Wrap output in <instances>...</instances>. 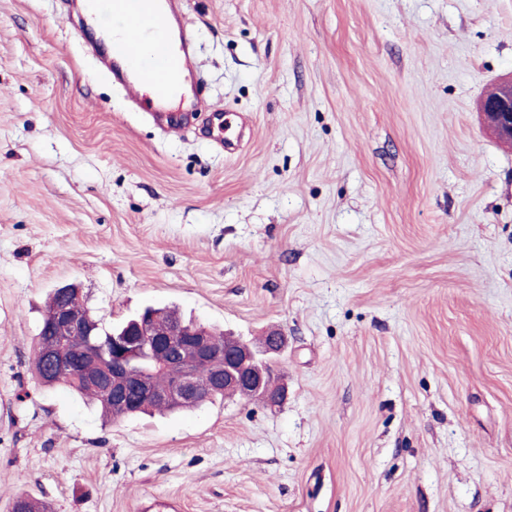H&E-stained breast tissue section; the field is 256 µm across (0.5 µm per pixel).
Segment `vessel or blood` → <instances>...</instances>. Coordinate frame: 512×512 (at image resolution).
<instances>
[{
	"label": "vessel or blood",
	"instance_id": "vessel-or-blood-1",
	"mask_svg": "<svg viewBox=\"0 0 512 512\" xmlns=\"http://www.w3.org/2000/svg\"><path fill=\"white\" fill-rule=\"evenodd\" d=\"M97 20L116 34L110 68L115 83L141 98L151 87L157 98L177 94L186 71L194 67L193 42L187 28L170 39L171 22L180 20L177 0H88Z\"/></svg>",
	"mask_w": 512,
	"mask_h": 512
}]
</instances>
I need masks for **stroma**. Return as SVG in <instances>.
Segmentation results:
<instances>
[{
  "mask_svg": "<svg viewBox=\"0 0 512 512\" xmlns=\"http://www.w3.org/2000/svg\"><path fill=\"white\" fill-rule=\"evenodd\" d=\"M77 0H0V512H512V0H184L161 131ZM249 121L225 136L223 111ZM281 330L278 407L104 422L30 365L49 293ZM487 95L483 114L488 129L501 141L512 144V77L502 83L497 93ZM495 96V97H494Z\"/></svg>",
  "mask_w": 512,
  "mask_h": 512,
  "instance_id": "1",
  "label": "stroma"
}]
</instances>
